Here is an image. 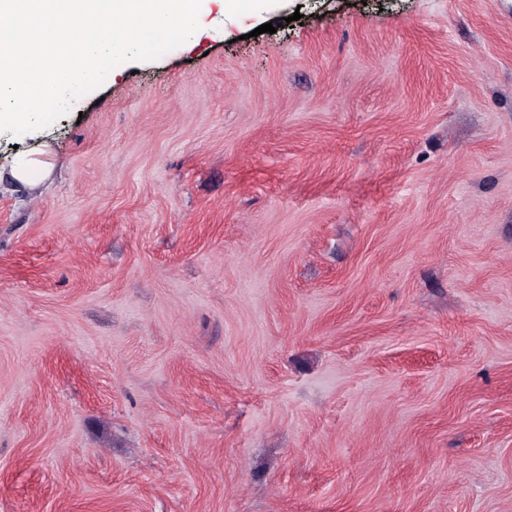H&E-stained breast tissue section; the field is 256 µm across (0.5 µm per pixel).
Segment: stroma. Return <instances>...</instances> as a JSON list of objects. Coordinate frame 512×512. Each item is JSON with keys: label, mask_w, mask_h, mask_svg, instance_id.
Wrapping results in <instances>:
<instances>
[{"label": "stroma", "mask_w": 512, "mask_h": 512, "mask_svg": "<svg viewBox=\"0 0 512 512\" xmlns=\"http://www.w3.org/2000/svg\"><path fill=\"white\" fill-rule=\"evenodd\" d=\"M43 149L0 512H512V0L214 10Z\"/></svg>", "instance_id": "35a3bbf8"}]
</instances>
